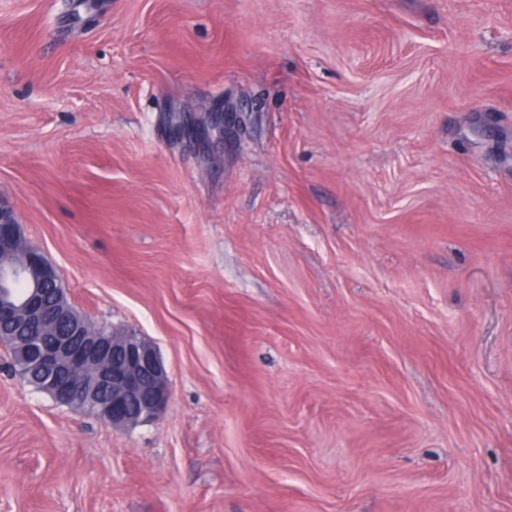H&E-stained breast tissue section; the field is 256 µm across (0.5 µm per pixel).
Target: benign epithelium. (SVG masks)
<instances>
[{
  "instance_id": "benign-epithelium-1",
  "label": "benign epithelium",
  "mask_w": 512,
  "mask_h": 512,
  "mask_svg": "<svg viewBox=\"0 0 512 512\" xmlns=\"http://www.w3.org/2000/svg\"><path fill=\"white\" fill-rule=\"evenodd\" d=\"M54 287L48 305L44 289ZM17 372L40 374L38 390L61 405L125 428L150 421L167 406L171 388L158 350L133 332L95 324L68 300L42 253L28 244L12 207L0 200V345L13 346Z\"/></svg>"
}]
</instances>
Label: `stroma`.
<instances>
[{
  "instance_id": "1",
  "label": "stroma",
  "mask_w": 512,
  "mask_h": 512,
  "mask_svg": "<svg viewBox=\"0 0 512 512\" xmlns=\"http://www.w3.org/2000/svg\"><path fill=\"white\" fill-rule=\"evenodd\" d=\"M0 195L171 387L0 346V512H512V0H0Z\"/></svg>"
}]
</instances>
